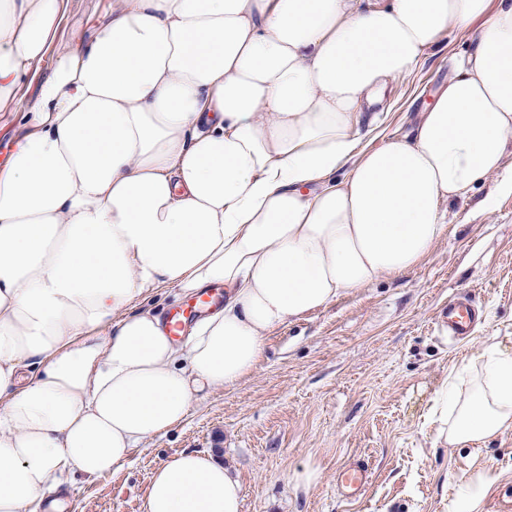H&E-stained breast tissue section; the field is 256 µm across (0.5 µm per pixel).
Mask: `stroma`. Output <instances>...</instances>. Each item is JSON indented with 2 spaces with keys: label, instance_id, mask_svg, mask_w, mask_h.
<instances>
[{
  "label": "stroma",
  "instance_id": "stroma-1",
  "mask_svg": "<svg viewBox=\"0 0 512 512\" xmlns=\"http://www.w3.org/2000/svg\"><path fill=\"white\" fill-rule=\"evenodd\" d=\"M112 0H68L67 41L89 38ZM457 34L390 82L369 109L384 136L409 132L448 79ZM492 177L450 203L447 230L413 271L340 295L272 333L254 371L194 401L185 422L132 449L110 474L68 478L62 512H144L153 471L185 451L212 453L242 487L241 512H447L450 482L487 467V504L512 508V431L481 449L437 441L428 413L448 375L491 338L512 346V193ZM470 291L485 321L450 344L437 326L449 296ZM372 480L358 501L336 492L347 460ZM310 470L311 482L296 481Z\"/></svg>",
  "mask_w": 512,
  "mask_h": 512
}]
</instances>
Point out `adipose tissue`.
<instances>
[{
  "mask_svg": "<svg viewBox=\"0 0 512 512\" xmlns=\"http://www.w3.org/2000/svg\"><path fill=\"white\" fill-rule=\"evenodd\" d=\"M65 7L0 0V112L26 115L0 166V512H52L66 476L248 376L272 331L415 269L512 154V0H112L75 46ZM457 32L410 135L365 144L363 108ZM216 282L223 308L175 342L154 296ZM430 422L461 447L512 431V349L473 354ZM495 481H455L448 512H482ZM241 502L184 452L145 512Z\"/></svg>",
  "mask_w": 512,
  "mask_h": 512,
  "instance_id": "adipose-tissue-1",
  "label": "adipose tissue"
}]
</instances>
